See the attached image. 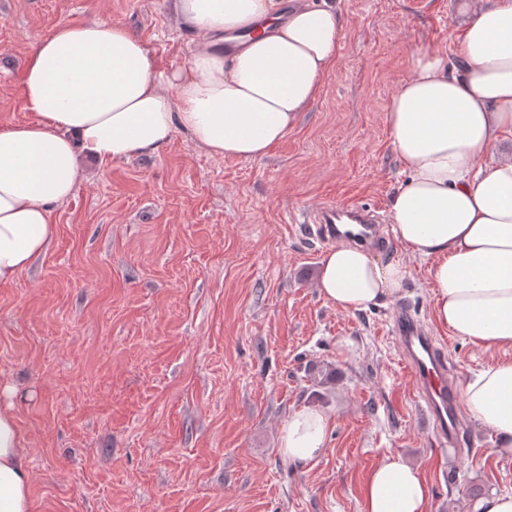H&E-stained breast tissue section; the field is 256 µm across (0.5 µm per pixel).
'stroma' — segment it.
I'll use <instances>...</instances> for the list:
<instances>
[{
  "instance_id": "35a3bbf8",
  "label": "stroma",
  "mask_w": 512,
  "mask_h": 512,
  "mask_svg": "<svg viewBox=\"0 0 512 512\" xmlns=\"http://www.w3.org/2000/svg\"><path fill=\"white\" fill-rule=\"evenodd\" d=\"M340 7L336 69L266 158L214 157L183 132L151 156H81L87 177L55 207L44 253L0 284V405L16 416L36 512H361L387 455L420 468L431 512L512 491V454L478 423L461 449L436 444L401 362V303L458 381L500 356L436 324L428 261L375 249L407 276L366 311L316 287L325 248L303 215L325 201L387 214L406 179L388 102L417 52L452 47L456 23V0ZM95 19L133 31L163 70L198 40L170 0H0V121L31 118L19 89L35 40ZM305 405L332 429L294 467L280 428Z\"/></svg>"
}]
</instances>
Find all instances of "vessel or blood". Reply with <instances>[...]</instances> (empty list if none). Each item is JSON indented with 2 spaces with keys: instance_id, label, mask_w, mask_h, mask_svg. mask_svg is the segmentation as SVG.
<instances>
[{
  "instance_id": "obj_1",
  "label": "vessel or blood",
  "mask_w": 512,
  "mask_h": 512,
  "mask_svg": "<svg viewBox=\"0 0 512 512\" xmlns=\"http://www.w3.org/2000/svg\"><path fill=\"white\" fill-rule=\"evenodd\" d=\"M343 217L362 226V240L382 242L377 211L360 204L326 203L315 208L314 212L305 214L303 221L313 225L314 235L322 244L331 245L346 238L337 226L338 220ZM392 332L439 442L461 445L463 419L459 389L455 376L448 370L443 348L438 346L435 337L429 336L420 322L402 309L397 312Z\"/></svg>"
}]
</instances>
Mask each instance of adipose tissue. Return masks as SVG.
<instances>
[{
    "label": "adipose tissue",
    "instance_id": "1",
    "mask_svg": "<svg viewBox=\"0 0 512 512\" xmlns=\"http://www.w3.org/2000/svg\"><path fill=\"white\" fill-rule=\"evenodd\" d=\"M201 40L185 66L162 71L126 27L64 23L39 37L23 69L32 118L0 122V283L14 281L54 235L52 210L85 174L80 154L112 162L159 152L188 133L207 153L260 160L297 125L334 72L339 9L314 0H172ZM454 58L416 54L391 98L386 125L408 179L393 196L391 232L427 259L439 325L504 351L462 384L473 420L512 450V0H461ZM247 30L241 47L225 34ZM401 262L352 244L320 260L317 288L345 312L380 306L402 287ZM331 417L303 406L281 428L296 466L325 447ZM31 474L11 406H0V512H35ZM361 512H430L419 467L385 456L367 475Z\"/></svg>",
    "mask_w": 512,
    "mask_h": 512
}]
</instances>
